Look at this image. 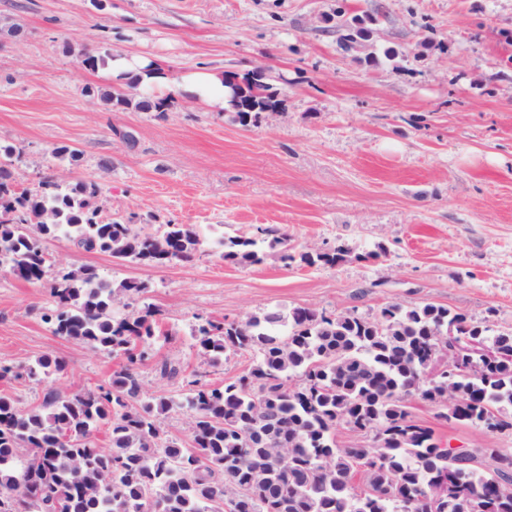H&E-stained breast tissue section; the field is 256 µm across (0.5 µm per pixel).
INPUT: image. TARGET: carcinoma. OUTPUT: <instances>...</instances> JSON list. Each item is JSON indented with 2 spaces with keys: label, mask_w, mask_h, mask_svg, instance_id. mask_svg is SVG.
<instances>
[{
  "label": "carcinoma",
  "mask_w": 512,
  "mask_h": 512,
  "mask_svg": "<svg viewBox=\"0 0 512 512\" xmlns=\"http://www.w3.org/2000/svg\"><path fill=\"white\" fill-rule=\"evenodd\" d=\"M345 49L367 38L337 11ZM241 78L238 102L228 108L247 127L268 109L280 108V92L268 76ZM140 82L98 92L121 108L164 112L169 99L140 93ZM0 159V270L27 283L45 281L48 257L42 241L62 236L85 251L109 253L147 265L189 262L200 249L190 224H167L160 233L134 230L133 219L104 221L100 187L45 176L30 189L17 181L8 158ZM224 260L250 266L266 251L307 266H334L351 256L339 241L294 255L278 230L220 241ZM47 282V281H45ZM51 308L43 314L54 334L82 341L124 363L107 386L71 394L47 390L38 409L21 410L0 393V512H215L224 497L230 512H465L464 499L485 495L489 512H512V462L495 473L439 451L430 428L409 418L405 399L451 398L447 417L476 424L485 411L512 409V329L495 330L464 313L431 304L393 302L374 318L355 312L328 315L309 308L266 311L238 325L204 319L191 336L199 354L216 365L227 353L251 350V368L223 386L189 382L194 413L190 445L166 437L161 424L180 403L165 395L144 398L137 370L159 328L151 304L117 315L114 305L141 298L147 284L115 283L88 265L69 264L47 282ZM457 335L492 346L495 356L475 375L431 374L436 337ZM56 378L67 363L45 356L27 368ZM383 434L367 448L336 444L338 420ZM108 431L112 450L95 443ZM361 476L367 491L354 492ZM448 482L433 507L422 499L430 485Z\"/></svg>",
  "instance_id": "carcinoma-1"
}]
</instances>
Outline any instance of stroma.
<instances>
[{
    "mask_svg": "<svg viewBox=\"0 0 512 512\" xmlns=\"http://www.w3.org/2000/svg\"><path fill=\"white\" fill-rule=\"evenodd\" d=\"M362 19L368 41L345 50L336 13ZM164 59L167 112L116 110L96 92L111 76L84 58ZM263 68L284 75L282 112L243 127L187 99L183 80ZM133 132L127 144L119 131ZM0 145L24 185L50 175L99 183L103 220L138 229L191 224V262L163 267L44 240L51 262L88 264L145 282L161 323L139 367L141 394L183 399L189 381L221 386L249 351L209 365L189 336L198 319L269 310L444 306L512 329V0H0ZM76 150L59 160L57 147ZM271 226L292 253L343 240L336 266L224 261L217 241ZM43 285L0 271V366L64 358V378L0 380L17 407L52 386L107 384L123 360L58 336ZM178 377H161L162 362ZM414 421L446 448H512L411 395Z\"/></svg>",
    "mask_w": 512,
    "mask_h": 512,
    "instance_id": "stroma-1",
    "label": "stroma"
}]
</instances>
